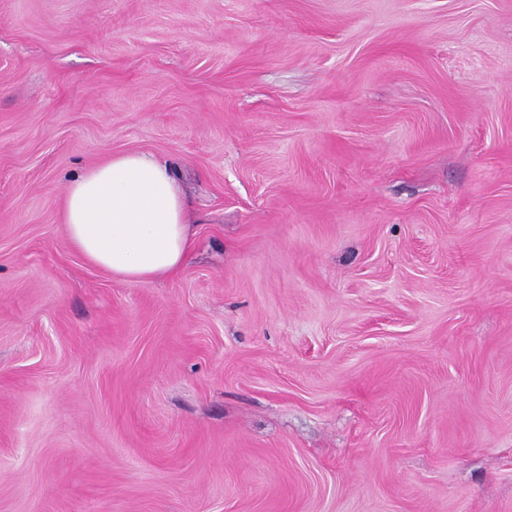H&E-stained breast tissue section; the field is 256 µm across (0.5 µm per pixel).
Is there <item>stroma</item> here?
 <instances>
[{"mask_svg": "<svg viewBox=\"0 0 512 512\" xmlns=\"http://www.w3.org/2000/svg\"><path fill=\"white\" fill-rule=\"evenodd\" d=\"M129 150L141 284L62 218ZM0 512H512V0H0ZM63 222L87 264L130 284L177 272L194 245L170 165L142 151L112 154L74 176Z\"/></svg>", "mask_w": 512, "mask_h": 512, "instance_id": "stroma-1", "label": "stroma"}]
</instances>
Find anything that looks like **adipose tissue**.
I'll return each mask as SVG.
<instances>
[{
    "instance_id": "1",
    "label": "adipose tissue",
    "mask_w": 512,
    "mask_h": 512,
    "mask_svg": "<svg viewBox=\"0 0 512 512\" xmlns=\"http://www.w3.org/2000/svg\"><path fill=\"white\" fill-rule=\"evenodd\" d=\"M63 222L87 264L130 284L177 272L194 245L170 165L142 151L112 154L74 176Z\"/></svg>"
}]
</instances>
